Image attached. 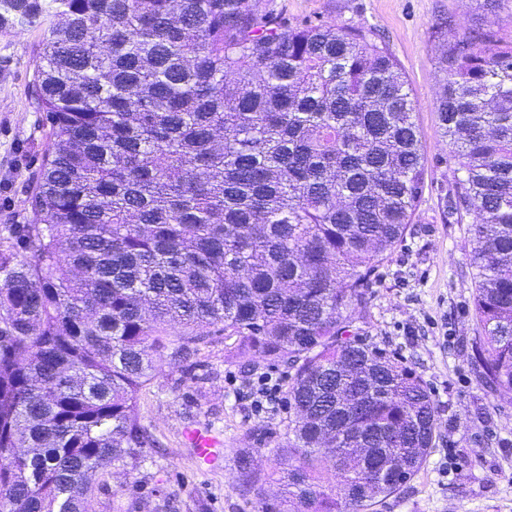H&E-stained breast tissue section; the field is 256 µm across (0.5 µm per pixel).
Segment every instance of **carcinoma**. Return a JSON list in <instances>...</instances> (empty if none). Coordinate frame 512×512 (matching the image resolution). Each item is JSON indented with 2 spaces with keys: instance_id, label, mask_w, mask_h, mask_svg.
<instances>
[{
  "instance_id": "carcinoma-1",
  "label": "carcinoma",
  "mask_w": 512,
  "mask_h": 512,
  "mask_svg": "<svg viewBox=\"0 0 512 512\" xmlns=\"http://www.w3.org/2000/svg\"><path fill=\"white\" fill-rule=\"evenodd\" d=\"M22 21L43 29L32 94L49 145L33 219L4 226L0 249V453L22 449L0 461V495L89 512L102 465L136 467L139 396L175 323L185 362L222 325L238 355L294 370L275 453L287 512H362L399 490L436 410L350 325L425 180L392 54L257 0H0V30ZM440 71L455 196L475 216L476 358L512 391V44L464 36ZM363 448L401 470L370 473Z\"/></svg>"
}]
</instances>
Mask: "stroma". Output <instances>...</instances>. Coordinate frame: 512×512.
<instances>
[{"label":"stroma","instance_id":"1","mask_svg":"<svg viewBox=\"0 0 512 512\" xmlns=\"http://www.w3.org/2000/svg\"><path fill=\"white\" fill-rule=\"evenodd\" d=\"M296 24L355 26L386 45L415 101L425 185L402 243L376 267L352 310L360 342L382 350L427 384L436 407L433 446L420 470L369 512H512V392L487 385L474 358L475 271L468 260L474 216L455 205V169L438 112L440 59L448 40L494 26L512 41V0H259ZM36 27L0 31V225L30 217L34 178L48 147L31 98L41 48ZM196 367L164 355L139 398L151 442L136 468L105 465L90 512H256L280 501L274 464L288 445L287 364L240 357L212 328ZM208 425L224 438L219 469L198 465L185 429ZM249 453L254 479L237 460Z\"/></svg>","mask_w":512,"mask_h":512}]
</instances>
